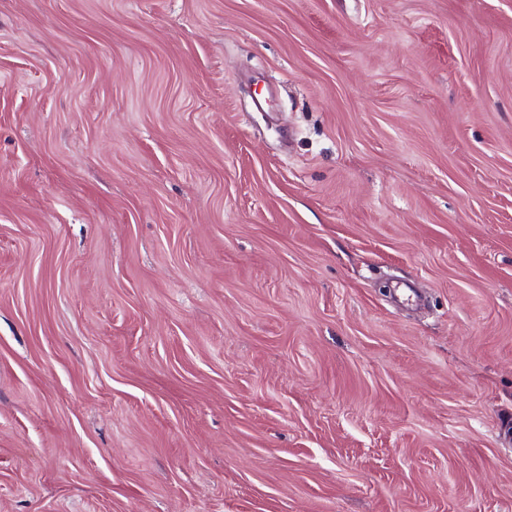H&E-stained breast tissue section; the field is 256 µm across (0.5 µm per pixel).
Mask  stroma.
Wrapping results in <instances>:
<instances>
[{
	"label": "stroma",
	"instance_id": "stroma-1",
	"mask_svg": "<svg viewBox=\"0 0 512 512\" xmlns=\"http://www.w3.org/2000/svg\"><path fill=\"white\" fill-rule=\"evenodd\" d=\"M0 512H512V0H0Z\"/></svg>",
	"mask_w": 512,
	"mask_h": 512
}]
</instances>
